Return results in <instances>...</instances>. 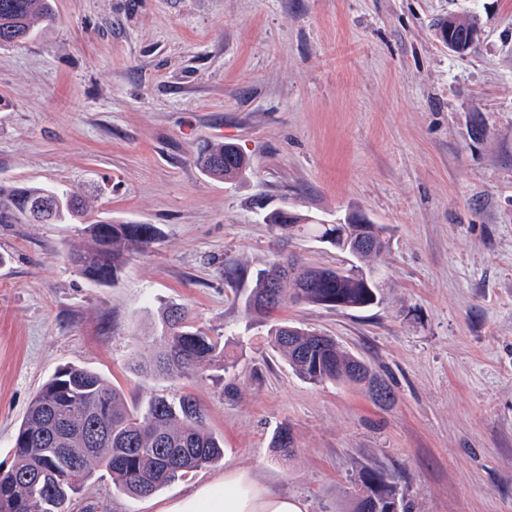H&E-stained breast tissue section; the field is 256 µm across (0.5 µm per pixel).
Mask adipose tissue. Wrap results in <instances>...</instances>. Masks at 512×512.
Returning <instances> with one entry per match:
<instances>
[{
	"label": "adipose tissue",
	"mask_w": 512,
	"mask_h": 512,
	"mask_svg": "<svg viewBox=\"0 0 512 512\" xmlns=\"http://www.w3.org/2000/svg\"><path fill=\"white\" fill-rule=\"evenodd\" d=\"M166 512H305V507L252 470L232 466L224 472L223 485L200 488Z\"/></svg>",
	"instance_id": "1"
}]
</instances>
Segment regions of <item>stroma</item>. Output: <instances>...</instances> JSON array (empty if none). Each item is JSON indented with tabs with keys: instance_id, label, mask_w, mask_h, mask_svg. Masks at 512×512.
<instances>
[{
	"instance_id": "35a3bbf8",
	"label": "stroma",
	"mask_w": 512,
	"mask_h": 512,
	"mask_svg": "<svg viewBox=\"0 0 512 512\" xmlns=\"http://www.w3.org/2000/svg\"><path fill=\"white\" fill-rule=\"evenodd\" d=\"M474 22L451 52L438 24ZM235 143L224 182L197 153ZM86 191L67 224H0V465L41 386L80 365L131 405L193 395L224 464L131 499L91 478L71 512H165L233 465L353 512L363 466L402 476L411 512H512V0H56V19L0 47V183ZM386 227L380 302H291L247 314L230 261L279 243L260 205ZM153 224L115 284L70 264L86 225ZM171 304L231 367L173 380L132 369ZM331 336L393 403L313 385L268 344L272 321ZM290 428L294 446L270 445ZM448 19H451L452 23L455 24L454 29H452L455 36H459L461 32L474 26L473 23H467L454 16H448ZM477 37L478 29L476 30L475 27H472L467 31V33L464 35L463 40L460 42L452 41L447 37L448 46L450 47L448 48L450 50L453 49L457 52H467L473 48V46L476 43ZM233 143H215L201 151L196 164L207 174L224 179V181L236 180L246 173L249 163L245 154L234 151Z\"/></svg>"
}]
</instances>
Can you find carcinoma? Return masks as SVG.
<instances>
[{"mask_svg": "<svg viewBox=\"0 0 512 512\" xmlns=\"http://www.w3.org/2000/svg\"><path fill=\"white\" fill-rule=\"evenodd\" d=\"M55 0H0V46L30 37L34 23L55 20ZM196 164L207 174L236 180L246 173L245 154L230 143L201 151ZM86 209L77 190L36 185L0 184V224L21 219L60 224ZM276 235L328 239L354 250L353 265L338 273L277 256L264 267L249 270L238 263L224 267L225 279L246 283L247 312L268 317L290 301L336 310H360L377 303L379 282L375 262L386 248L381 225L367 231L359 224H317L288 210L263 217ZM87 244L71 253L70 263L90 282L118 272L160 235L153 224L97 221L85 227ZM372 237L366 247L359 237ZM279 304L263 306L270 291ZM164 331L146 371L166 377H196L225 361L224 349L205 330L188 324L184 308L173 307L163 318ZM270 344L293 371L312 384L341 382L366 387L375 400H388L391 389L359 357L322 336L286 322L269 330ZM10 467H0V512H68L73 496L99 470L112 488L133 498L162 490L185 474L224 458V443L205 424L204 411L190 394L176 401L152 397L131 407L123 393L98 373L80 366L58 370L32 399L13 439ZM355 512H406L399 479L381 465H367L358 476Z\"/></svg>", "mask_w": 512, "mask_h": 512, "instance_id": "1", "label": "carcinoma"}]
</instances>
